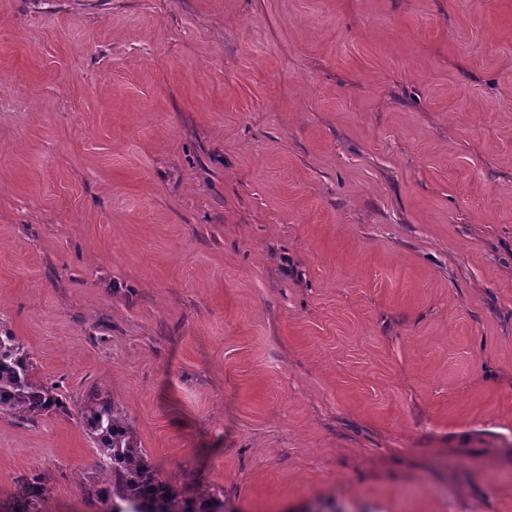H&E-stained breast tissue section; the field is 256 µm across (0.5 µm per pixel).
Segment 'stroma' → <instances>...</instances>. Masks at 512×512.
<instances>
[{
    "mask_svg": "<svg viewBox=\"0 0 512 512\" xmlns=\"http://www.w3.org/2000/svg\"><path fill=\"white\" fill-rule=\"evenodd\" d=\"M5 328L0 512H512V0H0ZM29 350L7 330H0V411L34 419L46 412L65 414L68 406L55 386L31 375ZM83 412L103 459L112 471L106 487L96 491L104 512H224V495L197 485L180 488L161 480L139 448L126 414L109 394L93 393Z\"/></svg>",
    "mask_w": 512,
    "mask_h": 512,
    "instance_id": "stroma-1",
    "label": "stroma"
}]
</instances>
